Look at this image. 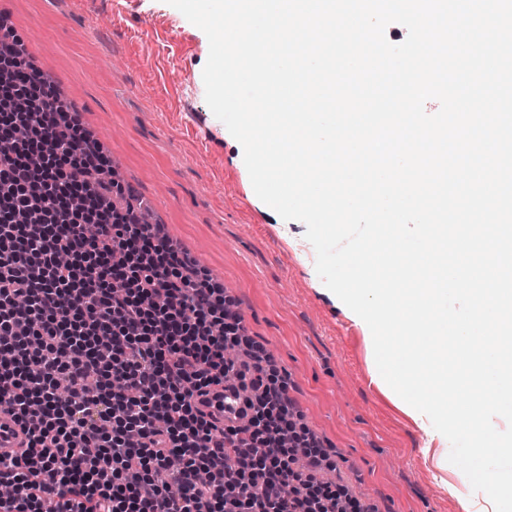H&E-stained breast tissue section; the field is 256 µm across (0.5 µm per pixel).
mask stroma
<instances>
[{
  "label": "stroma",
  "mask_w": 512,
  "mask_h": 512,
  "mask_svg": "<svg viewBox=\"0 0 512 512\" xmlns=\"http://www.w3.org/2000/svg\"><path fill=\"white\" fill-rule=\"evenodd\" d=\"M1 11L152 223L235 300L330 450L323 480L369 512H465L424 457L425 432L373 382L361 330L314 288L306 225L255 194L242 145L205 100L206 34L166 0H0Z\"/></svg>",
  "instance_id": "1"
}]
</instances>
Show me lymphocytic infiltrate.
<instances>
[{
	"instance_id": "f902f5d3",
	"label": "lymphocytic infiltrate",
	"mask_w": 512,
	"mask_h": 512,
	"mask_svg": "<svg viewBox=\"0 0 512 512\" xmlns=\"http://www.w3.org/2000/svg\"><path fill=\"white\" fill-rule=\"evenodd\" d=\"M142 211L0 13V404L27 430L0 512H365L318 479L330 453L223 288ZM232 376L245 422L221 430L204 406Z\"/></svg>"
}]
</instances>
